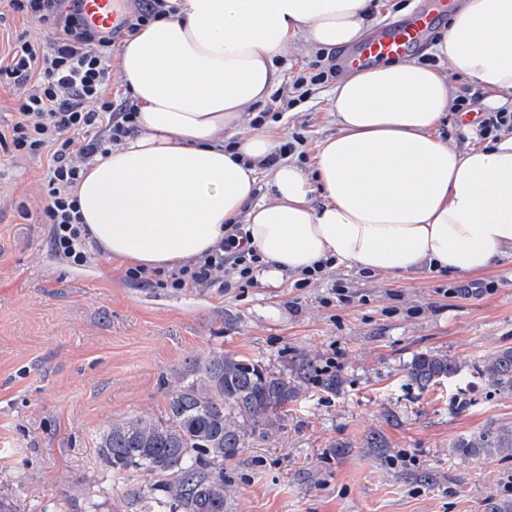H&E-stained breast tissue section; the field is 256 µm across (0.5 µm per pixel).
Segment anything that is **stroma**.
I'll use <instances>...</instances> for the list:
<instances>
[{"label": "stroma", "mask_w": 512, "mask_h": 512, "mask_svg": "<svg viewBox=\"0 0 512 512\" xmlns=\"http://www.w3.org/2000/svg\"><path fill=\"white\" fill-rule=\"evenodd\" d=\"M335 53L290 46L261 106L276 143L302 134L290 159L305 169L336 132L337 80L293 84ZM46 166L0 147V497L18 512H131L126 491L143 477L106 467L98 435L122 417L163 416L175 371L215 349L301 389L272 432L249 431L225 463L232 512H487L489 498H512V458L450 452L488 424L512 423V398L477 372L484 355L512 347L511 258L479 276L334 267L304 287L287 276L276 288L231 277L220 288H159L128 280L101 252L82 265L55 253L41 221ZM337 285L349 302H328ZM421 353L462 370L419 390L406 372ZM462 392L470 403L459 412ZM373 435L383 447H367Z\"/></svg>", "instance_id": "obj_1"}]
</instances>
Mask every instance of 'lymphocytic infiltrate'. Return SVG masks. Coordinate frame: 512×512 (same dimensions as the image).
<instances>
[{
    "label": "lymphocytic infiltrate",
    "mask_w": 512,
    "mask_h": 512,
    "mask_svg": "<svg viewBox=\"0 0 512 512\" xmlns=\"http://www.w3.org/2000/svg\"><path fill=\"white\" fill-rule=\"evenodd\" d=\"M14 14L50 27L49 45L18 37L8 65H0L18 95V111L0 145L10 144L20 157H47L46 204L42 221L51 227L54 251L81 265L89 258V230L72 188L86 164L110 146L136 133L137 112L106 99L111 79L108 52L112 40L84 25L64 0H5ZM259 255L248 246L242 225L228 224L211 252L175 270L127 269L128 279L176 291L207 288L232 275L253 284Z\"/></svg>",
    "instance_id": "f902f5d3"
}]
</instances>
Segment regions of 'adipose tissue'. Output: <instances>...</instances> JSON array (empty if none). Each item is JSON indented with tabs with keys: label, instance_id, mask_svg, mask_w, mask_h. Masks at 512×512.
<instances>
[{
	"label": "adipose tissue",
	"instance_id": "adipose-tissue-1",
	"mask_svg": "<svg viewBox=\"0 0 512 512\" xmlns=\"http://www.w3.org/2000/svg\"><path fill=\"white\" fill-rule=\"evenodd\" d=\"M167 2L175 13L120 50L139 132L96 156L73 189L91 242L116 266L178 268L239 222L264 263L256 280L273 288L327 264L460 277L512 256V133L461 150L438 133L452 76L490 91L492 107L512 104V0H465L435 47L447 70L392 63L337 84L335 135L311 169L278 163L265 198L258 182L274 143L240 131L243 112L280 83L291 42L360 41L373 0Z\"/></svg>",
	"mask_w": 512,
	"mask_h": 512
}]
</instances>
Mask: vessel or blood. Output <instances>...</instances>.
<instances>
[{
	"label": "vessel or blood",
	"instance_id": "b4317fda",
	"mask_svg": "<svg viewBox=\"0 0 512 512\" xmlns=\"http://www.w3.org/2000/svg\"><path fill=\"white\" fill-rule=\"evenodd\" d=\"M80 9L87 23L105 34L118 32L126 14L125 0H82ZM447 12L446 0L420 7L407 18L389 22L366 36L342 54L338 63L343 70L352 72L380 61L406 58L423 46L438 17Z\"/></svg>",
	"mask_w": 512,
	"mask_h": 512
}]
</instances>
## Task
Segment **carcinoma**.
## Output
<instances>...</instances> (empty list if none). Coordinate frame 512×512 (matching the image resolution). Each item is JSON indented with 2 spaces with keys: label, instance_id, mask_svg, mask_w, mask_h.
<instances>
[{
  "label": "carcinoma",
  "instance_id": "obj_1",
  "mask_svg": "<svg viewBox=\"0 0 512 512\" xmlns=\"http://www.w3.org/2000/svg\"><path fill=\"white\" fill-rule=\"evenodd\" d=\"M459 372L456 361L424 353L408 366L407 378L426 389ZM478 373L496 393L512 397V348L485 355ZM300 394L286 376L211 351L190 358L174 374L165 417L135 415L112 422L99 436L98 452L114 473L149 476L129 489L133 512H229L224 462L245 447L243 424L269 430L277 412ZM453 448L462 456L490 448L512 457V425H489Z\"/></svg>",
  "mask_w": 512,
  "mask_h": 512
}]
</instances>
